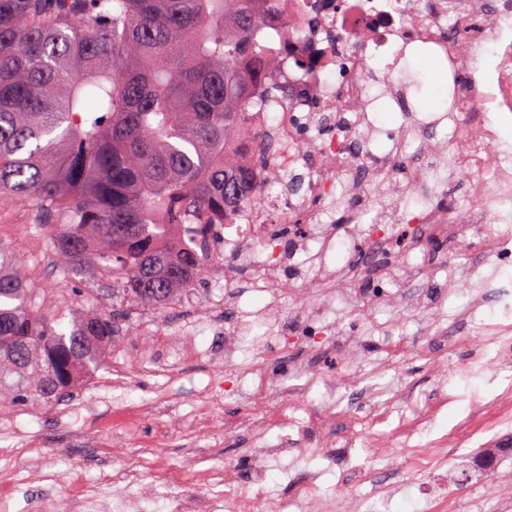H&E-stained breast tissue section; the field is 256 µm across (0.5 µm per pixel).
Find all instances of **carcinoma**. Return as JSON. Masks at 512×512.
Returning <instances> with one entry per match:
<instances>
[{
    "label": "carcinoma",
    "instance_id": "1",
    "mask_svg": "<svg viewBox=\"0 0 512 512\" xmlns=\"http://www.w3.org/2000/svg\"><path fill=\"white\" fill-rule=\"evenodd\" d=\"M267 4L0 0V207L28 203L55 225L62 278L112 279L95 289L105 311L44 314L0 244V394L58 402L101 364L124 308H164L206 279L197 249L160 243L165 225H198L204 245L262 204L273 146L251 112L275 65Z\"/></svg>",
    "mask_w": 512,
    "mask_h": 512
}]
</instances>
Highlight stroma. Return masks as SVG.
<instances>
[{
  "label": "stroma",
  "mask_w": 512,
  "mask_h": 512,
  "mask_svg": "<svg viewBox=\"0 0 512 512\" xmlns=\"http://www.w3.org/2000/svg\"><path fill=\"white\" fill-rule=\"evenodd\" d=\"M400 82L409 84L411 102L417 112L436 110L443 77L438 68L424 65L412 55L397 67ZM52 225L35 209L8 206L0 209V243L12 248L25 269L30 287L45 295L63 286L78 292L86 311L104 306L102 298L85 290L84 278L62 283L55 274L50 249ZM410 266L430 273L437 283L472 273L479 281L512 277V256L490 262L480 251L466 250L454 255L428 247L413 250ZM270 293L250 286L238 290L236 304L219 310L212 326L196 330L193 345L181 354L172 373L146 359L140 344L144 309L131 310L119 322L104 362L75 390L69 404L42 406L33 401L0 402V505L5 512H66L73 484H80L95 505L139 488H149L141 497L138 512H169L172 502L186 489H193L209 504L224 494L220 485L206 484L205 472L224 466L238 476L240 490H248L256 462L251 436L238 441L224 439V424L242 422L252 412V394L267 379L288 382L289 400L308 409H318L327 383L336 379L331 354L312 364L307 376L293 379L289 370L293 355L272 354V343L280 330L281 316L270 308ZM298 305L320 311L325 332L339 329L361 337L358 359L363 369H372L384 355L392 356L394 369L379 374L385 384L393 380L433 391L437 385L416 357L417 350L438 346L436 325L455 323L467 306L460 291L442 293L437 306L409 316L400 310V298L381 307L375 323L353 313L349 301L334 293L315 292L298 298ZM254 320L247 340L236 343L235 365L224 364V329L238 317ZM394 327L393 338L380 335L381 325ZM466 350H458L457 373L448 390L475 393L485 399L498 394L500 383L489 374L471 372L465 364ZM284 433L271 427L263 437L277 453L266 461L267 493L270 499L292 493L309 475L316 478V497L327 501L353 491V471L370 467L372 447L363 443L350 449L348 457L335 460L320 448L283 446ZM499 467L494 475L476 477V491L466 495L460 476L467 466L464 450L448 451V464L434 480L423 486L404 488L387 504L366 499V512H440L434 495L457 496V512H497L496 495L512 491V435L500 438Z\"/></svg>",
  "instance_id": "35a3bbf8"
}]
</instances>
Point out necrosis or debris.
I'll use <instances>...</instances> for the list:
<instances>
[{"label": "necrosis or debris", "mask_w": 512, "mask_h": 512, "mask_svg": "<svg viewBox=\"0 0 512 512\" xmlns=\"http://www.w3.org/2000/svg\"><path fill=\"white\" fill-rule=\"evenodd\" d=\"M276 58L273 81L279 92L269 106L255 110L253 122L271 136L276 176L301 178L299 192L269 194L265 209L246 208L234 223L214 230L206 247L212 280L238 287L242 273L275 300L294 296L310 281L332 279L326 259L336 244L358 240L357 226L371 216L378 234L367 248L353 253L340 279L338 295L350 299L360 317L378 308L379 292L360 285L375 264L389 283L401 285L405 264L391 258L389 229L415 224L423 240L439 241L457 251L464 239L485 245V254H512V152L500 147V124H512V0H272L266 25ZM414 46L427 50L440 69L444 112L411 115L392 138L383 156L367 152L366 142L380 134L373 115L383 104L409 112L410 106L392 71H375L373 61L387 55L405 57ZM448 123V141L436 129ZM404 163L406 182L395 166ZM463 183L464 198L445 203L428 199L440 171ZM426 198L414 213L400 207L403 191ZM346 221H325L327 207ZM295 232L281 240L279 226ZM309 264H299V255ZM478 342L473 367L507 375L509 382L494 400L463 394L465 427L446 434L433 431L447 394L430 397L424 390L397 383L387 387L369 372L357 373L350 387L331 384V403L314 418L330 427L341 416L373 413L392 421L393 429L372 435L376 467L364 471L371 494L392 497L401 483L426 484L448 463L447 448L478 440L498 457V437L512 433V323L488 325L473 320L449 327L448 340ZM247 423L228 422L224 437L258 436L272 424L295 429L293 406L279 391L267 389L254 404ZM407 449L401 481H393L392 447ZM224 512H309L314 480H305L295 495L270 501L263 493V469H256L251 492H239L232 469L219 475Z\"/></svg>", "instance_id": "4bbe7bcc"}]
</instances>
